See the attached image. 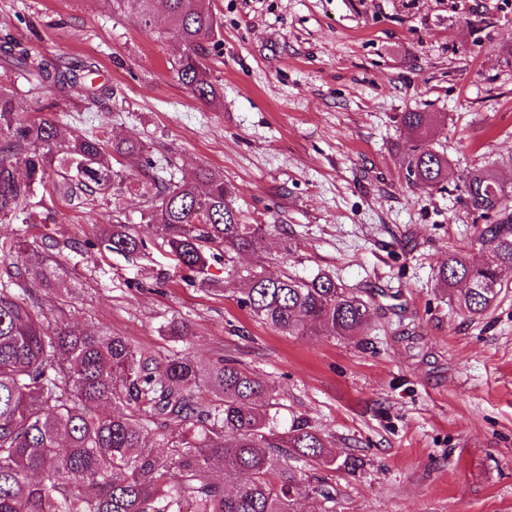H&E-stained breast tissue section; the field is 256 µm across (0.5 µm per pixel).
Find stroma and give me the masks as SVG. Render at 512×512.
<instances>
[{"mask_svg":"<svg viewBox=\"0 0 512 512\" xmlns=\"http://www.w3.org/2000/svg\"><path fill=\"white\" fill-rule=\"evenodd\" d=\"M222 53L211 62L224 97L208 106L175 79L181 48L165 14L141 28L131 0H0V76L23 116L48 115L76 135L108 125L146 142L178 174L220 170L250 224L265 225L238 271L381 289L367 335L288 336L238 304L223 267L188 286L138 199L123 206L148 243L127 258L88 247L112 221L111 199L91 209L46 200L52 221L30 239L64 240L46 313L65 307L79 330L126 337L162 358L190 350L204 364L231 357L268 385L280 427L303 418L337 455L361 456L356 475L321 476L335 512H512V284L473 318L436 288L438 265L471 246L483 224L464 176L489 168L512 186V0H212ZM95 65L112 98L82 86L31 87L9 66L7 42ZM403 112H432L409 139ZM445 153L444 187L409 183V145ZM194 336L162 332L171 318Z\"/></svg>","mask_w":512,"mask_h":512,"instance_id":"stroma-1","label":"stroma"}]
</instances>
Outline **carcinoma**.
Listing matches in <instances>:
<instances>
[{
    "label": "carcinoma",
    "mask_w": 512,
    "mask_h": 512,
    "mask_svg": "<svg viewBox=\"0 0 512 512\" xmlns=\"http://www.w3.org/2000/svg\"><path fill=\"white\" fill-rule=\"evenodd\" d=\"M141 23L152 26L156 0H133ZM168 33L182 46L172 64L195 98L214 105L220 91L209 61L222 45L221 22L210 0H161ZM16 61L39 81L64 89L92 72L17 50ZM401 125L423 135L430 112H402ZM130 163L117 170L113 160ZM408 180L437 187L450 176L448 157L416 147L406 154ZM140 193L141 220L157 226L186 279L205 282L214 263L236 274L234 259L257 250L264 225L247 224L232 200L224 173L203 167L179 182L163 173L138 139L106 130L74 136L51 117L25 118L13 91L0 84V223L28 224L38 195L54 194L82 205L112 194ZM466 204L494 216L478 235L484 261L452 251L438 266L437 286L470 317L483 316L512 281V187L490 169L465 181ZM115 209L96 244L126 257L147 243ZM0 512H297L300 496L333 512L336 495L300 463L347 475L361 460L328 450L308 421L276 427L266 385L231 358L203 365L183 351L158 360L123 336L77 333L66 311L54 320L40 310L36 291L53 287L60 242L38 249L16 233L0 238ZM238 303L269 327L298 335L316 329L348 337L370 326L372 300L344 288L328 273L311 278L241 277ZM166 335H194L172 319ZM212 399L204 400L201 389ZM162 440L168 452L151 445Z\"/></svg>",
    "instance_id": "1"
}]
</instances>
